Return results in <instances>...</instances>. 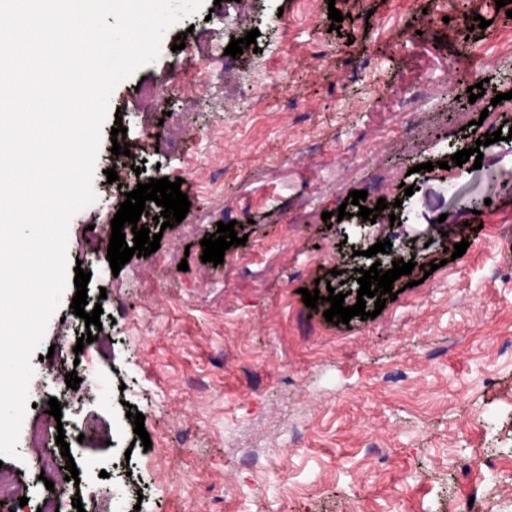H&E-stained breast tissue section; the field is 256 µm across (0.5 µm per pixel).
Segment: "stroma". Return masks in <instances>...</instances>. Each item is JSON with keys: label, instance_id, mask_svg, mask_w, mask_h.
Here are the masks:
<instances>
[{"label": "stroma", "instance_id": "1", "mask_svg": "<svg viewBox=\"0 0 512 512\" xmlns=\"http://www.w3.org/2000/svg\"><path fill=\"white\" fill-rule=\"evenodd\" d=\"M204 6L114 88L130 153L112 154L106 121L97 200L69 225L68 258L84 259L87 301L112 335L78 356L107 392L85 386L62 405L83 467L61 512H397L401 502L406 512H479L487 495L512 512V483L499 479L512 475V143L483 147L481 168L441 167L470 121L480 137L512 128V99L493 102L512 92V18L495 0ZM332 6L345 15L337 33ZM476 15L487 28H472ZM228 22L237 38L258 30L255 47L230 71L203 66L204 28ZM181 32L185 47L173 50ZM174 76L183 90L137 93ZM478 83L485 93L470 100ZM416 86L427 97L406 126L398 97ZM428 161L433 171L422 170ZM115 163L141 170L125 191L178 178L191 203L164 229L160 206L146 202L141 221L160 247L117 273L107 249L119 201L105 174ZM355 190L367 191L366 207L383 198L396 209L363 225L345 202ZM471 196L485 201L479 213L461 204ZM341 207L342 221L322 220ZM233 220L246 244L223 264L202 262L203 237ZM384 239L423 265L394 282L383 310L367 301L375 318L335 325L305 306L301 289L329 287L356 304L350 274L372 266L365 252ZM75 293L65 290L31 360L20 456L0 458L36 502L45 490L32 479L60 448L51 437L35 451L29 439L50 421L60 361L49 348L86 333ZM130 409L144 415L151 449L137 442Z\"/></svg>", "mask_w": 512, "mask_h": 512}]
</instances>
